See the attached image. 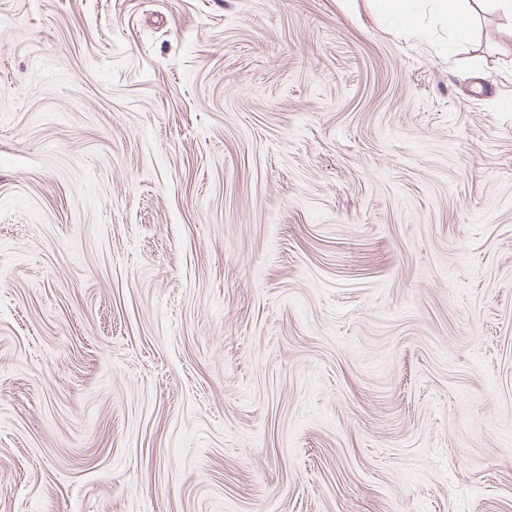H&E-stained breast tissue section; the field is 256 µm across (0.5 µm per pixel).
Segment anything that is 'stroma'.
Listing matches in <instances>:
<instances>
[{
    "mask_svg": "<svg viewBox=\"0 0 512 512\" xmlns=\"http://www.w3.org/2000/svg\"><path fill=\"white\" fill-rule=\"evenodd\" d=\"M373 0H0V512H512V39Z\"/></svg>",
    "mask_w": 512,
    "mask_h": 512,
    "instance_id": "obj_1",
    "label": "stroma"
}]
</instances>
